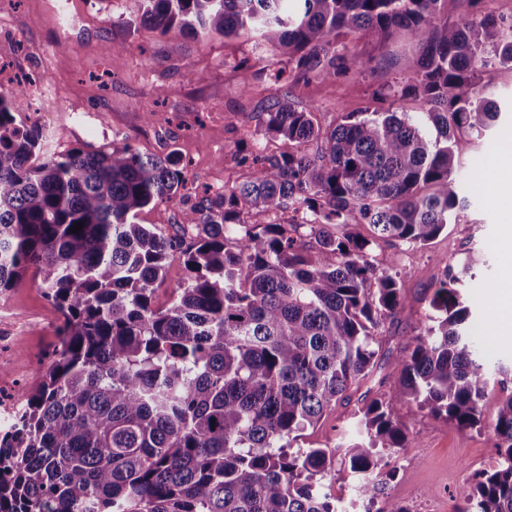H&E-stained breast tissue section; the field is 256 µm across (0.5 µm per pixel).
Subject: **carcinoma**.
<instances>
[{"label": "carcinoma", "instance_id": "carcinoma-1", "mask_svg": "<svg viewBox=\"0 0 512 512\" xmlns=\"http://www.w3.org/2000/svg\"><path fill=\"white\" fill-rule=\"evenodd\" d=\"M139 28L187 36L258 33L304 79L374 70L346 39L402 30L419 54L405 87L435 137L390 108L321 128L314 109L273 90L260 131L288 152L256 154L243 182L184 211L186 248L133 218L177 197L180 158L130 147L44 156L42 135L0 95V293L33 267L62 316L59 345L0 432V512H339L321 492L336 449H291L377 367V336L405 298L372 245L424 247L465 220L456 131L500 114L475 80L512 68V21L458 0H134ZM297 221L255 231L253 211ZM83 223L82 230L70 232ZM368 225L370 239L353 231ZM308 226L313 250L292 231ZM189 272L154 307L167 265ZM433 285V324L400 360L395 395L359 410L341 464L372 503L392 452L411 444L396 404L459 428L488 426L498 458L459 492L455 512H512V391L485 424L488 372L459 285Z\"/></svg>", "mask_w": 512, "mask_h": 512}]
</instances>
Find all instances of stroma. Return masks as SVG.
Masks as SVG:
<instances>
[{
	"label": "stroma",
	"mask_w": 512,
	"mask_h": 512,
	"mask_svg": "<svg viewBox=\"0 0 512 512\" xmlns=\"http://www.w3.org/2000/svg\"><path fill=\"white\" fill-rule=\"evenodd\" d=\"M132 0H0V63L9 76L11 110L42 135L44 151L63 154L131 147L144 155L176 153L186 166V194L220 193L249 176L240 153L287 150L282 140L262 135L257 114L272 93L269 75L284 69L280 85L296 104L313 107L321 127L363 111L374 92L391 96L418 53L405 33L382 41L373 33L353 44L374 58V71L334 81H303L287 57L254 39L166 35L134 26ZM480 83L501 110L493 126L477 135L460 131L457 181L468 197V221L452 224L424 248L382 243L372 249L376 265L398 275L405 304L382 329L373 378L352 387L313 428L301 447H336L356 430L358 409L390 399L398 360L411 338L431 325V286L444 266L474 259L465 285L471 314L467 326L488 366L512 361V338L501 336L493 308L483 305L485 287L504 279L502 240L507 217L497 206L496 183L468 178L473 163L512 167V69L489 63ZM179 201L150 204L135 221L171 239L181 238ZM61 315L43 294L35 272L0 295V429L11 423L8 407L32 390L57 344ZM398 416L412 445L399 449L393 477L382 480L383 497L409 512H453L457 492L475 472L497 458L487 429H461L401 402Z\"/></svg>",
	"instance_id": "obj_1"
}]
</instances>
